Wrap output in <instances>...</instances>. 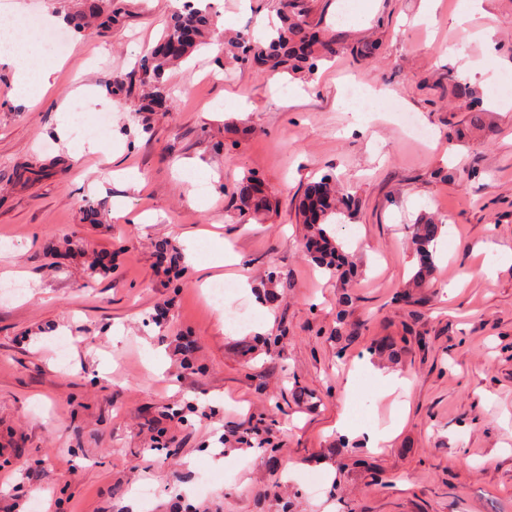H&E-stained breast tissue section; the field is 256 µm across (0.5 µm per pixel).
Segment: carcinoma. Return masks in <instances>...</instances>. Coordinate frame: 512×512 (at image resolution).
Listing matches in <instances>:
<instances>
[{
    "label": "carcinoma",
    "mask_w": 512,
    "mask_h": 512,
    "mask_svg": "<svg viewBox=\"0 0 512 512\" xmlns=\"http://www.w3.org/2000/svg\"><path fill=\"white\" fill-rule=\"evenodd\" d=\"M118 3L119 0H84L82 9L69 15L67 23L75 30L84 28L92 19L102 18L110 24L121 15ZM279 15L281 25L274 28L263 42L249 33L235 34L228 43L233 57L244 63L256 60L264 74L273 76L285 72H308L314 69L317 61L338 53L336 38L321 37L313 31L295 0H280ZM212 25L207 9L195 6L193 0H185L182 9L167 25L158 46L139 60L140 81L147 88V93L137 112L159 109L166 98L162 82L165 71L178 66L202 44ZM238 196L241 204L254 212L269 208L267 197L251 182L239 188ZM357 207L355 196L329 175L308 184L301 202L300 217L307 230V256L341 282L356 274L357 264L352 255L343 251L330 232V226L333 217H351ZM444 226L442 220L428 214L421 215L413 224L412 245L417 269L403 291L405 301L412 303L423 289L433 287L437 245Z\"/></svg>",
    "instance_id": "obj_1"
}]
</instances>
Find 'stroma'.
<instances>
[{"instance_id": "35a3bbf8", "label": "stroma", "mask_w": 512, "mask_h": 512, "mask_svg": "<svg viewBox=\"0 0 512 512\" xmlns=\"http://www.w3.org/2000/svg\"><path fill=\"white\" fill-rule=\"evenodd\" d=\"M300 2L339 43L334 58L275 87L201 47L165 72L170 99L146 126L140 85L116 98L107 80L136 71L171 0H122L109 29L62 26L65 64L40 109L0 65V285L23 287L0 293V512H512V95L497 90L512 76V0H480L464 22L460 0H436L427 24L422 0H354L372 13L356 28L343 0ZM81 4L0 9H23L53 56L41 12ZM277 5L219 0L217 20L263 38ZM486 27L491 48L476 36ZM349 80L387 98L360 126L341 104ZM459 82L484 107L461 138ZM103 112L112 156L73 161L68 142ZM400 112L431 143L405 135ZM325 174L358 199L333 227L359 263L346 285L302 249L298 205ZM249 178L270 209L240 211ZM198 190L207 209L190 200ZM89 202L153 221L91 224ZM424 212L448 224L427 301L409 305L398 294ZM97 256L109 275L94 273ZM209 279L239 289L217 306ZM386 336L392 361L371 351ZM378 369L407 389L379 397ZM400 415L395 437L366 447L365 430Z\"/></svg>"}]
</instances>
